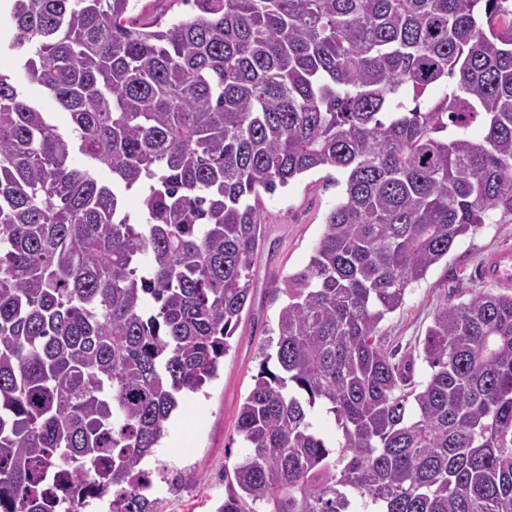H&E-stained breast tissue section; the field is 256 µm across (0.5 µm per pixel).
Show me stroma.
<instances>
[{
    "mask_svg": "<svg viewBox=\"0 0 512 512\" xmlns=\"http://www.w3.org/2000/svg\"><path fill=\"white\" fill-rule=\"evenodd\" d=\"M13 36V27L1 17L0 73L12 76L25 99L52 113L61 129H69L67 113L26 79L19 56L9 47ZM343 177L341 170L323 168L275 193H261L263 239L251 270L253 304L230 340L217 378L202 392L184 396L167 424L154 455L156 466L167 467L171 476L156 495L158 512H215L223 502L228 488L224 474L244 453L236 430L238 409L254 384L261 347L271 338L282 305L274 292L283 287L288 274L307 264L325 216L340 197L338 182ZM505 246L512 247V214L496 210L487 224L462 239L424 279L412 284L403 305L380 323L379 334L389 350L400 358H416L415 380H423L429 371L418 355L437 311L485 289L476 268L488 254Z\"/></svg>",
    "mask_w": 512,
    "mask_h": 512,
    "instance_id": "1",
    "label": "stroma"
}]
</instances>
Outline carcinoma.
<instances>
[{
  "label": "carcinoma",
  "instance_id": "carcinoma-1",
  "mask_svg": "<svg viewBox=\"0 0 512 512\" xmlns=\"http://www.w3.org/2000/svg\"><path fill=\"white\" fill-rule=\"evenodd\" d=\"M10 2L71 130L0 74V512H157L143 461L224 364L260 192L323 167L340 198L285 281L217 512H512V294L442 307L421 382L377 336L512 213V0H193L152 30L134 0Z\"/></svg>",
  "mask_w": 512,
  "mask_h": 512
}]
</instances>
